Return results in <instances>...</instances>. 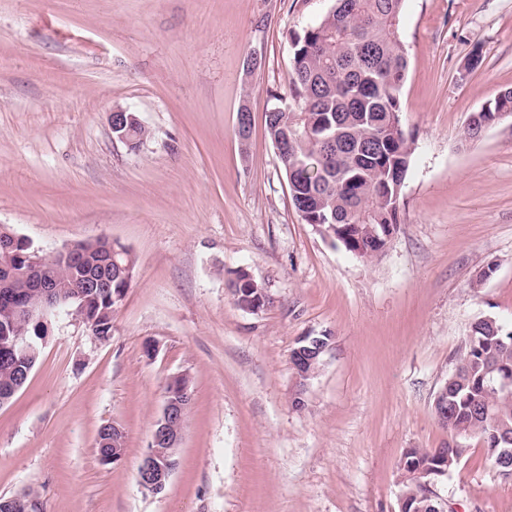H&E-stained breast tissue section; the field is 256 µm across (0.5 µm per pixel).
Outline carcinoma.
Returning <instances> with one entry per match:
<instances>
[{
	"label": "carcinoma",
	"mask_w": 512,
	"mask_h": 512,
	"mask_svg": "<svg viewBox=\"0 0 512 512\" xmlns=\"http://www.w3.org/2000/svg\"><path fill=\"white\" fill-rule=\"evenodd\" d=\"M405 0H330L329 9L315 24L294 34L288 77L289 99L266 112V132L285 171L293 206L307 224H316L334 243L361 258L384 248L389 226L399 224V208L411 157L412 133L401 120L400 94L410 71L408 52L400 37ZM512 113V93H497L480 110L475 124L464 128V139L477 142L487 121L497 112ZM75 263L64 265L46 257L39 277L59 286L68 297L93 274L111 279L104 288H86L87 323L107 341L112 312L129 285L111 276L105 264L116 254L124 265L134 262L130 252L103 236L94 244H77ZM228 287L236 305L270 304L266 288L241 268ZM0 301V395L31 373L39 360L45 326L24 323L21 306L35 289L21 278ZM27 329L31 348L20 349L14 333ZM512 330L495 317L484 316L471 325L457 365L448 377V413L438 419L452 435L455 447L408 448L399 461L404 477L402 494L408 512H435L440 507L419 475L439 467L441 482L466 451L461 440L479 438L488 458L504 474L501 463L512 453ZM34 492L0 498V512H28Z\"/></svg>",
	"instance_id": "cac0c4a2"
}]
</instances>
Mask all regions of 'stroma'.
<instances>
[{"label": "stroma", "instance_id": "1", "mask_svg": "<svg viewBox=\"0 0 512 512\" xmlns=\"http://www.w3.org/2000/svg\"><path fill=\"white\" fill-rule=\"evenodd\" d=\"M329 6L0 0V225L42 255L105 236L135 261L111 338L51 318L0 405V497L31 489L46 512H400L404 450L448 443L433 401L471 324L512 327V118L463 138L512 87V0H406L415 151L400 224L368 260L301 220L265 129L288 92L292 33ZM476 45L483 63L461 77ZM116 109L147 129L137 149L113 136ZM240 268L269 306L235 305ZM322 334L299 409L290 354ZM177 374L192 401L178 466L153 494L137 470ZM106 424L125 436L108 464ZM467 446L439 486L447 512H512V476L479 439ZM112 436L106 430L107 426H102L98 433L97 439V450L98 454L103 457H110L112 455V459L114 461H118L124 452V439L122 438V431L116 425H113ZM112 439V445L109 443ZM112 446L114 448H112Z\"/></svg>", "mask_w": 512, "mask_h": 512}]
</instances>
